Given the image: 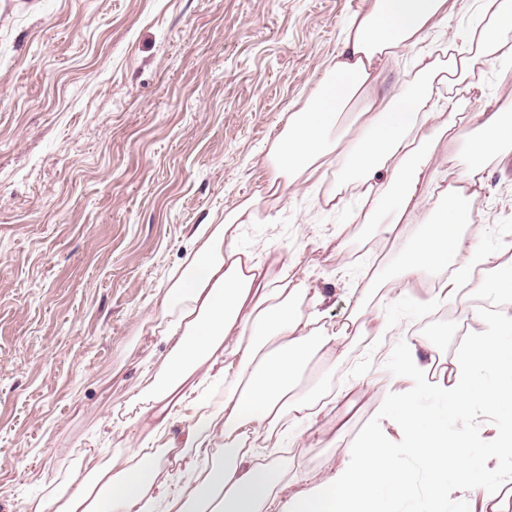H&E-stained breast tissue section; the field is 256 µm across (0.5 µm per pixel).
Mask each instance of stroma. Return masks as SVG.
Here are the masks:
<instances>
[{
  "label": "stroma",
  "instance_id": "stroma-1",
  "mask_svg": "<svg viewBox=\"0 0 512 512\" xmlns=\"http://www.w3.org/2000/svg\"><path fill=\"white\" fill-rule=\"evenodd\" d=\"M369 0H0V512H33L75 468L77 450L126 448L122 414L167 344L144 323L211 217L252 204L241 249L291 257L317 288L326 328L348 324L335 366L311 357L293 391L311 416L288 441L298 478L348 460L386 387L394 345L415 346L432 382L458 370L464 333L481 332L473 293L486 268L441 273L454 296L403 306L371 278L394 275L420 232L400 237L355 213L357 193L326 206L336 161L266 192V155L312 93ZM428 35L383 66L393 95ZM473 112L512 110V55L483 67ZM456 162H449V155ZM471 165L441 140L427 171L445 185ZM486 189L465 235L512 264V153L481 162Z\"/></svg>",
  "mask_w": 512,
  "mask_h": 512
}]
</instances>
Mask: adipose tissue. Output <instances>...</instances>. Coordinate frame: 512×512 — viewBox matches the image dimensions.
<instances>
[{
    "label": "adipose tissue",
    "mask_w": 512,
    "mask_h": 512,
    "mask_svg": "<svg viewBox=\"0 0 512 512\" xmlns=\"http://www.w3.org/2000/svg\"><path fill=\"white\" fill-rule=\"evenodd\" d=\"M369 2L349 24L326 78L271 144L268 185L276 191L313 177L321 159L334 155L339 188L369 191L372 219L388 234L421 215L422 231L397 270L408 296L413 284L446 271L462 252L485 265L495 261L462 234L486 187L480 169L466 170L430 207L424 175L452 113L480 131L469 143L474 158L512 150L511 113L467 109L480 90L476 71L504 48L512 0H482L481 20L453 31L448 0ZM436 29L450 31L451 53L420 57L403 90L380 94L383 64ZM358 98L355 132L331 137L338 116ZM381 172L388 178L379 187ZM252 218L251 205L243 204L220 223L198 225V248L172 275L152 328L169 346L159 378L125 422L137 431V446L107 460L83 452L78 476L53 489L52 512H386V496L402 492L401 466L375 434L342 469L306 479L296 492L287 467L262 455L265 435L288 436L308 416L310 402L288 398L301 363L317 352L335 358L346 330H325L310 288L289 287L288 258L235 245L232 225Z\"/></svg>",
    "instance_id": "1"
}]
</instances>
